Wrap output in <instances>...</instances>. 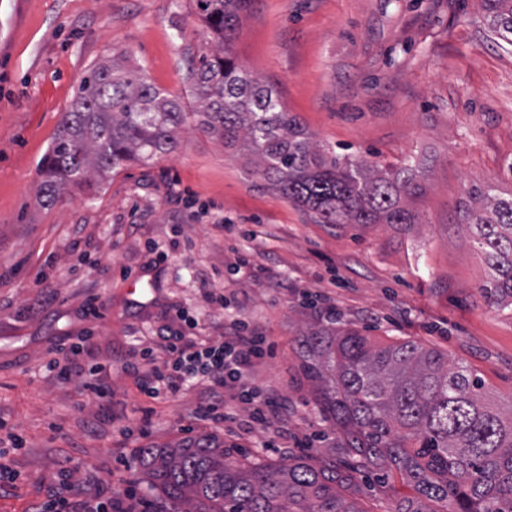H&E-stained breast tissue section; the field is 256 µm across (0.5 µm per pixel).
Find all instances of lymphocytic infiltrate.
<instances>
[{
  "mask_svg": "<svg viewBox=\"0 0 512 512\" xmlns=\"http://www.w3.org/2000/svg\"><path fill=\"white\" fill-rule=\"evenodd\" d=\"M93 347L89 335L77 343L55 344L48 351L45 369L57 380L78 382L95 399L107 402L112 398L111 367L86 363ZM267 352L265 336L239 319L231 320L222 336L200 342L180 327L162 336L156 347L141 350L140 358L151 370L142 377L140 389L155 399L160 393L175 395L182 387L196 384L200 387L196 419L222 425L232 419L229 405L234 402L248 407L254 422L266 424L277 416L279 407L247 383L246 377ZM77 472V467H63L33 512H138L134 493L90 485Z\"/></svg>",
  "mask_w": 512,
  "mask_h": 512,
  "instance_id": "f902f5d3",
  "label": "lymphocytic infiltrate"
}]
</instances>
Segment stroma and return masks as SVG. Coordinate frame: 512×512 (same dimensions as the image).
<instances>
[{
  "mask_svg": "<svg viewBox=\"0 0 512 512\" xmlns=\"http://www.w3.org/2000/svg\"><path fill=\"white\" fill-rule=\"evenodd\" d=\"M208 40L193 0H0V420L26 440L0 512H30L69 459L87 482L152 499L138 449L209 432L239 458L275 462L305 440L314 467L344 464L295 349L331 318L435 348L512 398V313L480 298L490 271L461 222L471 188L512 195V46L479 0H252L231 44L324 149L418 162V223H315L191 123L169 154L40 205V163L90 68L124 57L189 112L187 70ZM241 256L257 275L234 274ZM207 287L223 290L225 308L205 309ZM92 295L103 316L91 359L112 364L108 403L40 371L50 346L90 326L81 308ZM178 309L197 316L200 338L232 317L266 336L271 353L247 380L282 403L279 416L263 426L238 406L215 428L194 419L196 392H141L124 364ZM147 411L148 435L122 434ZM414 495L374 469L354 493L362 512H395Z\"/></svg>",
  "mask_w": 512,
  "mask_h": 512,
  "instance_id": "stroma-1",
  "label": "stroma"
}]
</instances>
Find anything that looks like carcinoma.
I'll list each match as a JSON object with an SVG mask.
<instances>
[{
	"instance_id": "carcinoma-1",
	"label": "carcinoma",
	"mask_w": 512,
	"mask_h": 512,
	"mask_svg": "<svg viewBox=\"0 0 512 512\" xmlns=\"http://www.w3.org/2000/svg\"><path fill=\"white\" fill-rule=\"evenodd\" d=\"M250 0H196L213 34L187 79L196 110L140 74L113 63L80 81L75 104L41 162L40 202L50 208L73 187L93 185L130 161L174 150L192 118L224 146L242 145L246 164L319 224H415L407 199L416 166L391 171L351 162L314 144L273 90L249 75L230 45ZM487 26L512 45V0H480ZM465 224L492 279L483 297L512 308V196L474 188ZM301 371L317 404L364 464L403 482L449 512H512V400L508 412L484 381L415 341L377 343L355 329L315 324L296 338ZM213 434L139 449L141 474L155 494L150 512H361L344 495L357 470L319 469L303 456L275 463L237 461Z\"/></svg>"
}]
</instances>
